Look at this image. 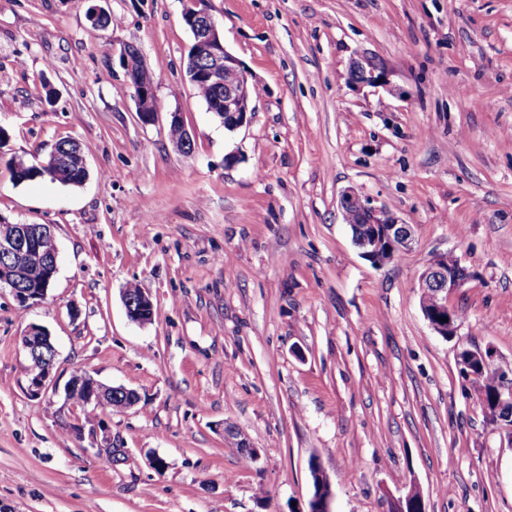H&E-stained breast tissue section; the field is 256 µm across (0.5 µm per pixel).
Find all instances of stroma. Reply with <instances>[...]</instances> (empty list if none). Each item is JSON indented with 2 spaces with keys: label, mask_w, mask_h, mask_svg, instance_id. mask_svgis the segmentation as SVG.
<instances>
[{
  "label": "stroma",
  "mask_w": 512,
  "mask_h": 512,
  "mask_svg": "<svg viewBox=\"0 0 512 512\" xmlns=\"http://www.w3.org/2000/svg\"><path fill=\"white\" fill-rule=\"evenodd\" d=\"M210 9L259 89L234 131L188 81L182 0H0V219L51 225L59 249L43 302L0 288V512H306L314 464L333 512H388L413 486L427 512H512V443L457 367L463 346L512 364V0ZM129 45L154 78L149 125ZM362 58L386 86L352 83ZM174 112L190 153L169 138ZM65 137L86 156L82 185L13 179L10 159L45 160ZM349 188L411 224L412 248L363 257ZM439 252L470 273L448 339L419 301ZM131 283L151 323L128 318ZM32 324L57 351L37 399ZM78 368L140 396L97 411L121 462L65 427Z\"/></svg>",
  "instance_id": "obj_1"
}]
</instances>
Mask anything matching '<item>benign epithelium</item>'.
Returning <instances> with one entry per match:
<instances>
[{"label": "benign epithelium", "instance_id": "7a95c632", "mask_svg": "<svg viewBox=\"0 0 512 512\" xmlns=\"http://www.w3.org/2000/svg\"><path fill=\"white\" fill-rule=\"evenodd\" d=\"M196 10L189 16L196 38V45L206 57L207 67L201 70L197 77L210 82L223 99L224 118L228 119L229 128L236 130L248 122L251 103L254 98L253 86L241 62L224 47L219 28L209 9V0H192ZM137 88L142 96L155 94L153 77L145 65L139 60L135 73ZM340 207L344 216H350V210L356 209L366 214L369 220L367 232L362 237V254L376 265H382L395 252L411 248L413 226L392 219L387 227L378 230L375 217L383 211L372 201L354 190H345L341 194ZM41 229L27 224L15 226L12 235L0 236V256L7 255L10 262L0 264V288L7 286L22 307L38 304L48 295L49 283L38 288H24L28 268L40 265L47 270L50 280L57 273L58 252L46 254L39 249V234ZM469 278L468 271L451 254L438 253L429 260L420 275V289H435V310L425 313L432 329L440 336L456 335L457 325L454 324L452 308L448 305V296L454 293ZM128 317L134 322H140L141 317L154 312L153 303L148 295L141 292L135 300H124ZM22 343L27 352L42 358L39 370L31 372L28 394L32 398L41 396L47 389V381L52 373L56 358V349L51 343V336L45 328L31 325L22 336ZM66 403H71L74 396L81 397L86 407L99 408L111 406L119 410H127L137 404V393L122 386L105 385L92 376L76 378L69 381L64 388ZM512 410V371L504 374L498 385V408ZM71 430L81 439L88 438L90 447L96 449L100 457L112 455L115 448L112 441V431L103 423H98L90 433H85L77 420L69 422ZM419 493L415 486L399 497L390 498V512H413L415 502L412 497Z\"/></svg>", "mask_w": 512, "mask_h": 512}]
</instances>
